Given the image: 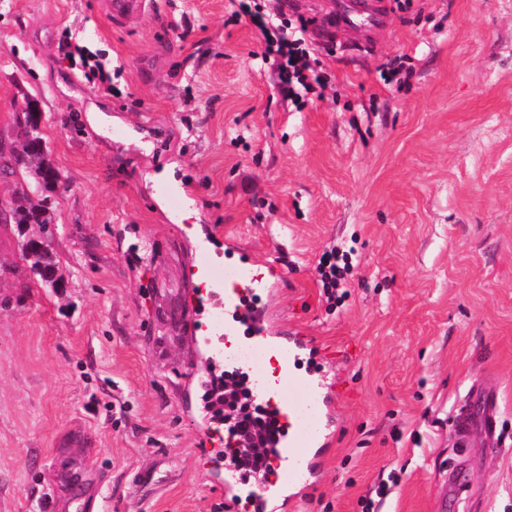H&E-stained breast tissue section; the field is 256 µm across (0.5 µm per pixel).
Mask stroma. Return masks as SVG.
<instances>
[{
    "instance_id": "stroma-1",
    "label": "stroma",
    "mask_w": 512,
    "mask_h": 512,
    "mask_svg": "<svg viewBox=\"0 0 512 512\" xmlns=\"http://www.w3.org/2000/svg\"><path fill=\"white\" fill-rule=\"evenodd\" d=\"M102 2L0 0V141L32 103L70 186L51 207L64 288L0 224V512L48 492L226 512L197 270L245 253L339 399L310 413L329 444L308 484L270 475L278 512H362L382 480L379 512H512V0H383L371 46L312 41L330 82L299 111L230 0H150L125 24ZM404 54L407 85H385ZM333 246L354 270L331 306ZM352 258L347 252L332 248L322 254L318 264V274L322 283L324 295H327L330 304H335L344 296L345 292L337 295L339 288H344L348 275L352 270Z\"/></svg>"
}]
</instances>
